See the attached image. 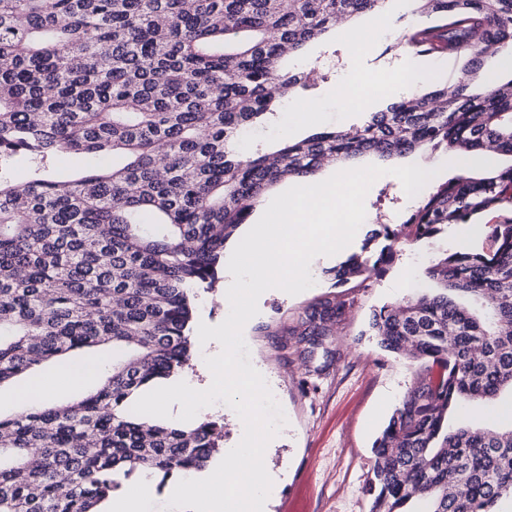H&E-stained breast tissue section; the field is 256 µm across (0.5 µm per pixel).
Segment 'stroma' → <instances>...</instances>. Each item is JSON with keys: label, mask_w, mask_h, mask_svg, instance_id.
I'll list each match as a JSON object with an SVG mask.
<instances>
[{"label": "stroma", "mask_w": 512, "mask_h": 512, "mask_svg": "<svg viewBox=\"0 0 512 512\" xmlns=\"http://www.w3.org/2000/svg\"><path fill=\"white\" fill-rule=\"evenodd\" d=\"M385 11L392 19L385 29L372 27L368 14L353 20L380 46L379 54L356 57L348 40L333 32L305 51V58L327 55L336 63L334 72L312 92L323 120L304 122L282 133V118L295 109L294 103L282 102L278 115L248 139V146L269 151L282 137L300 140L319 131L346 129L363 123L367 113L384 109L396 81L389 63L408 53L399 38L424 21L416 0H388ZM363 73L371 78L363 99L337 98V83L355 81ZM413 206L395 176L376 180L365 199L366 218L348 255L378 256L386 244L379 234L381 227L403 223ZM504 217V211H494L474 222L449 225L438 238L405 242L382 271L342 286L335 283L334 264H317L311 288L287 298L275 292L265 298L246 343L251 362L270 363L268 385L287 419L269 454L273 466L288 468V479L278 489L271 512H368L365 483L375 463L373 443L415 371L410 362L383 350L370 336L372 313L402 299L397 286L402 271H413L417 287L432 288L424 274L432 260L446 249L481 250L488 244V225ZM327 300L342 303L341 313L326 323L325 334L316 344L301 342L294 334L301 318L311 306Z\"/></svg>", "instance_id": "stroma-1"}]
</instances>
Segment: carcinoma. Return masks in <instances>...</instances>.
Returning <instances> with one entry per match:
<instances>
[{"instance_id": "carcinoma-1", "label": "carcinoma", "mask_w": 512, "mask_h": 512, "mask_svg": "<svg viewBox=\"0 0 512 512\" xmlns=\"http://www.w3.org/2000/svg\"><path fill=\"white\" fill-rule=\"evenodd\" d=\"M386 2L0 0V385L76 350L112 357L81 399L0 415V512H100L124 480L161 488L220 455L217 422L182 426L132 406L187 365L189 291L215 282L224 244L276 184L328 158L426 147L451 162L484 148L512 158V77L485 81L486 63L512 47V0H417L430 24L400 44L463 60L452 87L273 153L243 150L275 115L273 87L314 89L288 58ZM61 154L112 163L55 176ZM506 207L512 164L441 183L385 231L375 261L336 267V284L381 269L404 241ZM487 239L432 261L433 292L372 316L380 346L418 371L375 442L369 512H495L512 499V424L448 429L456 405L512 392V219L488 225ZM339 310L312 308L301 340L315 343Z\"/></svg>"}]
</instances>
